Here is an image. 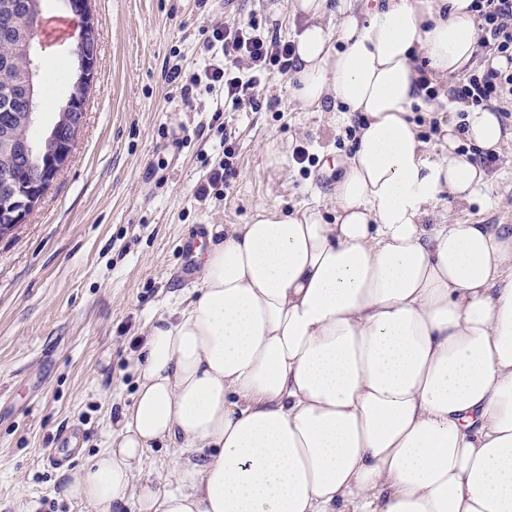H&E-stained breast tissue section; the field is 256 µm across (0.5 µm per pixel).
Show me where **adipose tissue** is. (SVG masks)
Instances as JSON below:
<instances>
[{
    "instance_id": "1",
    "label": "adipose tissue",
    "mask_w": 512,
    "mask_h": 512,
    "mask_svg": "<svg viewBox=\"0 0 512 512\" xmlns=\"http://www.w3.org/2000/svg\"><path fill=\"white\" fill-rule=\"evenodd\" d=\"M296 0L302 107L361 112L336 218L257 206L211 228L197 290L159 316L134 403L64 497L95 512H512V228L429 223L486 173L457 152L507 136L485 108L432 155L409 119L416 60L477 50L472 0ZM182 454L174 488L139 474ZM177 457L176 448H155L145 462L144 475H151L153 478L167 476Z\"/></svg>"
}]
</instances>
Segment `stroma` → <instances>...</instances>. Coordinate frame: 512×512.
I'll list each match as a JSON object with an SVG mask.
<instances>
[{
	"label": "stroma",
	"instance_id": "35a3bbf8",
	"mask_svg": "<svg viewBox=\"0 0 512 512\" xmlns=\"http://www.w3.org/2000/svg\"><path fill=\"white\" fill-rule=\"evenodd\" d=\"M294 0H92L99 66L72 161L27 224L0 238V512H94L61 486L105 449L137 388L129 358L150 324L199 285L186 241L199 226L248 223L259 203L289 212L318 203L333 222L336 183L356 149L360 113L337 123L304 109L289 78L257 73L248 91L257 107L223 108V92L193 86L189 98L167 72L191 78L211 24L255 22L267 37L292 40L304 25ZM49 76L43 126L71 86L70 39L36 31ZM438 96L414 103L410 120L432 153L444 124L449 79ZM309 153L296 162L297 149ZM283 157L282 165L270 162ZM231 159L230 188L204 199L197 187ZM487 187L454 202L452 224L512 226V144L488 168ZM77 433L74 458L48 459L64 430Z\"/></svg>",
	"mask_w": 512,
	"mask_h": 512
}]
</instances>
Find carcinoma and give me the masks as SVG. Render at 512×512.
<instances>
[{
	"label": "carcinoma",
	"mask_w": 512,
	"mask_h": 512,
	"mask_svg": "<svg viewBox=\"0 0 512 512\" xmlns=\"http://www.w3.org/2000/svg\"><path fill=\"white\" fill-rule=\"evenodd\" d=\"M31 2L0 0V24L5 22L10 28V35L0 38V197L43 175L37 157L17 152L22 142H39L22 100L26 51L37 24L31 17Z\"/></svg>",
	"instance_id": "cac0c4a2"
}]
</instances>
